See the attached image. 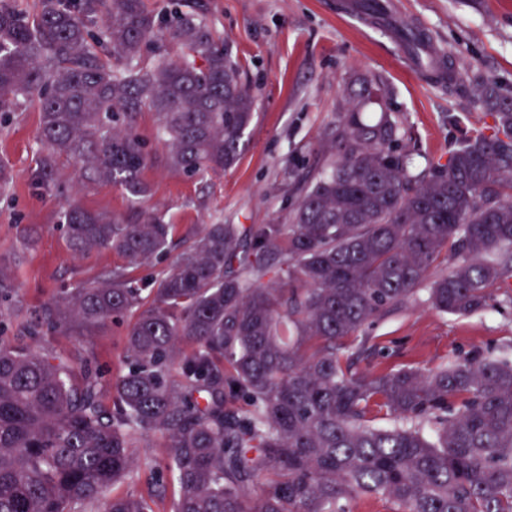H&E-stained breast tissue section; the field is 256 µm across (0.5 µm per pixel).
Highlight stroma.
Returning <instances> with one entry per match:
<instances>
[{"instance_id":"obj_1","label":"stroma","mask_w":512,"mask_h":512,"mask_svg":"<svg viewBox=\"0 0 512 512\" xmlns=\"http://www.w3.org/2000/svg\"><path fill=\"white\" fill-rule=\"evenodd\" d=\"M346 0H182L183 12L203 18L212 37L241 66L243 83L258 104L245 132L238 162L218 174L189 178L166 168L165 148L155 135L152 113L139 128L153 155L144 171L150 186L145 204L164 211L174 224V245L190 240L205 224H284L307 169L324 163L349 93L373 80L379 113L409 130V150L420 167L447 163L462 138L487 131L493 119L477 85L451 86L423 74L395 33L415 26L460 71L477 69L500 95L512 98V0H397L391 19L347 13ZM39 109L31 102L0 123V161L12 183L0 189V263L11 268L15 290L0 303L9 343L68 360L74 383L83 364L112 371L122 353L123 327L105 323L93 335L30 334L27 310L57 292L99 280L118 265L109 252L80 255L68 246L59 224L67 200L91 210L124 214L121 189L73 181L40 191L29 181L36 165ZM369 351L354 371L381 373L433 368L479 352L512 361V276L492 290L489 307L469 316L443 314L418 291L403 312L386 316L369 331Z\"/></svg>"}]
</instances>
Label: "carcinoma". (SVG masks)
Listing matches in <instances>:
<instances>
[{"instance_id": "cac0c4a2", "label": "carcinoma", "mask_w": 512, "mask_h": 512, "mask_svg": "<svg viewBox=\"0 0 512 512\" xmlns=\"http://www.w3.org/2000/svg\"><path fill=\"white\" fill-rule=\"evenodd\" d=\"M179 6L168 0L160 17L144 0H41L28 15L0 0V121L38 101L35 187H55L67 159L137 206L145 110L169 169L193 178L236 163L256 99ZM159 40L171 51L146 56ZM408 48L423 73L480 85L491 111V133L444 165L418 168L401 123L354 106L289 223L204 225L148 302L129 269L165 254V214L65 207L73 251L124 264L58 292L30 326L89 336L135 319L110 408L102 371L75 389L66 360L11 346L0 323V512H156L164 499L167 512H346L372 495L399 512H512V362L478 354L377 375L343 363L422 283L434 309L469 316L512 262V99L422 32ZM450 253L452 270L432 277ZM382 411L391 426L373 424ZM152 437L163 450L152 491L107 496Z\"/></svg>"}]
</instances>
